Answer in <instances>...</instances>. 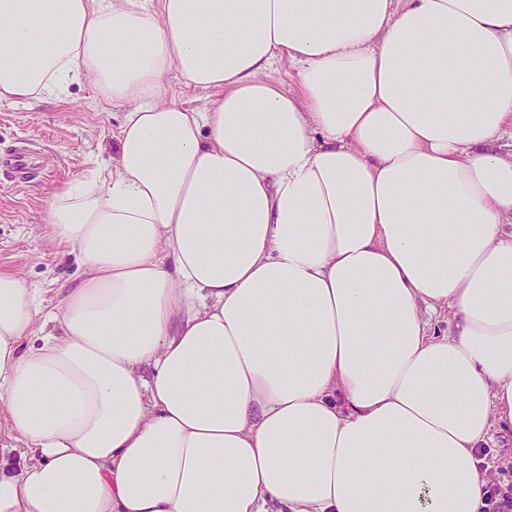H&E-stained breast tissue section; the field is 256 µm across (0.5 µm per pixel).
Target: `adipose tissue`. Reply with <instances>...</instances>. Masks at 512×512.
I'll return each mask as SVG.
<instances>
[{"instance_id":"ef3b65f1","label":"adipose tissue","mask_w":512,"mask_h":512,"mask_svg":"<svg viewBox=\"0 0 512 512\" xmlns=\"http://www.w3.org/2000/svg\"><path fill=\"white\" fill-rule=\"evenodd\" d=\"M84 79L127 114L45 209L83 265L58 334L22 350L40 302L0 272V512H482L512 0H0V102ZM170 91L167 96L168 103L177 104L186 108L202 112L208 106L211 96L210 91L194 90L183 87L179 82L177 73H171L169 76Z\"/></svg>"}]
</instances>
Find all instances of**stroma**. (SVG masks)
Returning <instances> with one entry per match:
<instances>
[{
  "label": "stroma",
  "instance_id": "obj_1",
  "mask_svg": "<svg viewBox=\"0 0 512 512\" xmlns=\"http://www.w3.org/2000/svg\"><path fill=\"white\" fill-rule=\"evenodd\" d=\"M125 112L86 80L58 98L0 102V270L20 276L43 311L53 310L83 274L77 255L48 238L44 210L63 184L111 167ZM18 149L30 164L22 183L9 163Z\"/></svg>",
  "mask_w": 512,
  "mask_h": 512
}]
</instances>
